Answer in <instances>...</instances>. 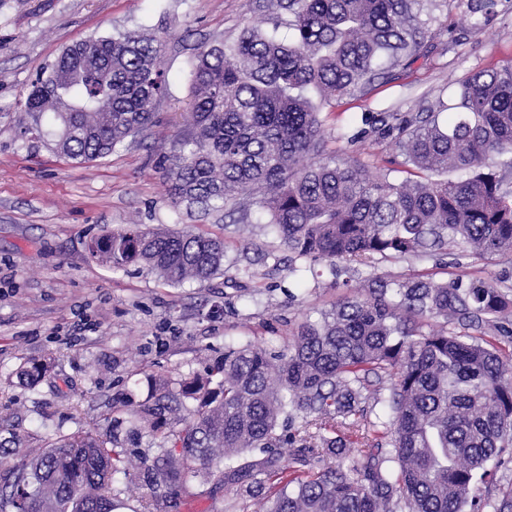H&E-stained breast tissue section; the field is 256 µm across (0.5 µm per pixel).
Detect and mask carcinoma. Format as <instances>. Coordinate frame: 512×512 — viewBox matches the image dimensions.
Instances as JSON below:
<instances>
[{"mask_svg": "<svg viewBox=\"0 0 512 512\" xmlns=\"http://www.w3.org/2000/svg\"><path fill=\"white\" fill-rule=\"evenodd\" d=\"M500 5L470 0L468 29L482 31ZM423 6L269 0L288 12L291 36L247 28L198 52L187 125L158 157L172 205H255L293 274L323 263L338 279L364 265V293L306 319L282 353L229 348L211 374L184 378L176 394L162 383L154 404L130 407L171 443L162 458L77 432L0 479V512H113L109 485L133 470L168 496L198 477L242 501L267 489L266 512H512V485L488 481L487 469L512 468V276L376 273L407 258L461 268L512 256V66L473 74L450 105L365 112L362 128L336 135L392 137L401 165L455 179L399 182L395 167L373 176L357 159L322 156L324 119L309 98L364 95L424 56ZM163 48V37L136 31L69 46L24 112L37 126L48 119L64 157L104 158L151 123L167 89ZM88 250L171 286L224 273V238L191 230L107 231ZM176 397L187 414L164 431L158 415ZM348 448L371 452L349 460Z\"/></svg>", "mask_w": 512, "mask_h": 512, "instance_id": "cac0c4a2", "label": "carcinoma"}]
</instances>
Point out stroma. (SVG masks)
<instances>
[{"instance_id": "1", "label": "stroma", "mask_w": 512, "mask_h": 512, "mask_svg": "<svg viewBox=\"0 0 512 512\" xmlns=\"http://www.w3.org/2000/svg\"><path fill=\"white\" fill-rule=\"evenodd\" d=\"M469 0H436L420 18L426 55L390 83L326 106L325 149L378 169L397 153L375 136L344 148L337 130L365 112H416L451 101L470 74L512 62V0L482 32L467 31ZM267 0H0V476L61 437L110 435L115 450L147 458L166 443L133 434L122 408L166 382L202 374L224 350L248 343L284 350L305 315L342 296L330 273L297 286L287 266L270 271L262 256L280 238L259 210L226 217L173 207L157 169L158 152L184 124L193 96L190 59L235 42L244 28L273 29ZM166 37L169 74L153 124L109 156L76 164L32 131L22 102L65 47L123 31ZM174 225L218 235L224 273L205 285L169 286L148 271H115L89 251L90 240L130 225ZM27 363L47 364L36 383L19 380ZM117 512H226L230 490L198 478L175 498L143 482L112 485Z\"/></svg>"}]
</instances>
